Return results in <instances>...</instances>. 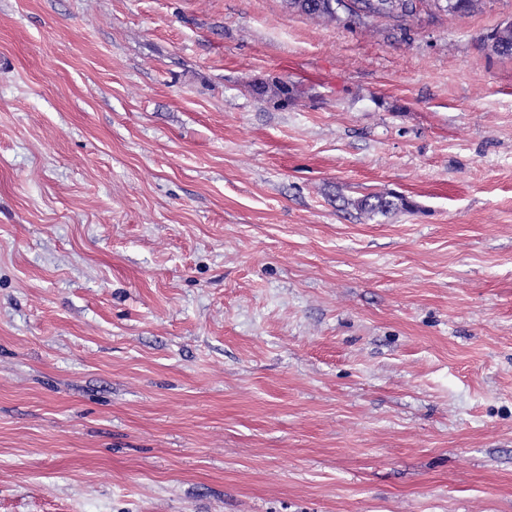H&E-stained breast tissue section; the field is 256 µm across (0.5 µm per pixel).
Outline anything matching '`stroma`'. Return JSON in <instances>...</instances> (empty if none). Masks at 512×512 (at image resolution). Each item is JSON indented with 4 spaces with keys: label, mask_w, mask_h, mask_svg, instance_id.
<instances>
[{
    "label": "stroma",
    "mask_w": 512,
    "mask_h": 512,
    "mask_svg": "<svg viewBox=\"0 0 512 512\" xmlns=\"http://www.w3.org/2000/svg\"><path fill=\"white\" fill-rule=\"evenodd\" d=\"M510 21L0 0V512H512Z\"/></svg>",
    "instance_id": "stroma-1"
}]
</instances>
